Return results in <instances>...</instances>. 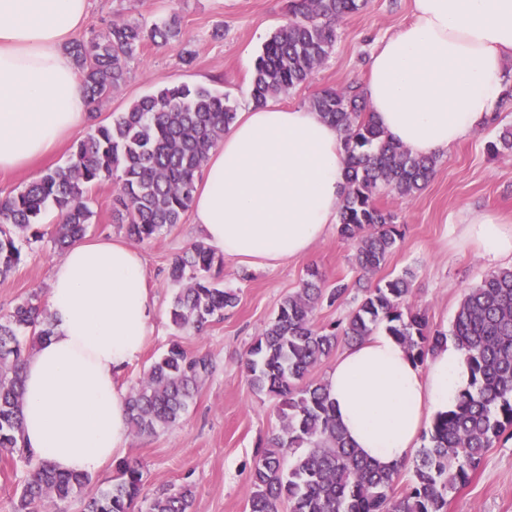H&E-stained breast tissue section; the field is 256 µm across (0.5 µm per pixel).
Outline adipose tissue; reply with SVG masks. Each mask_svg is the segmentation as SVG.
<instances>
[{
	"mask_svg": "<svg viewBox=\"0 0 512 512\" xmlns=\"http://www.w3.org/2000/svg\"><path fill=\"white\" fill-rule=\"evenodd\" d=\"M413 21L372 55L363 94L385 136L441 156L504 108L512 0H412ZM89 0H0V171L27 169L87 121L66 51ZM342 131L306 107L239 113L211 149L193 194L206 243L254 267L306 256L336 223L345 193ZM488 260L512 257V222L481 213L465 227ZM52 332L23 369V440L62 473L93 474L123 448L120 383L153 328L144 257L124 239L73 242L54 262ZM471 379L453 343L416 364L387 330L349 346L325 385L350 443L381 467L409 464L431 418Z\"/></svg>",
	"mask_w": 512,
	"mask_h": 512,
	"instance_id": "1",
	"label": "adipose tissue"
}]
</instances>
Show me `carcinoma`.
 <instances>
[{"label":"carcinoma","mask_w":512,"mask_h":512,"mask_svg":"<svg viewBox=\"0 0 512 512\" xmlns=\"http://www.w3.org/2000/svg\"><path fill=\"white\" fill-rule=\"evenodd\" d=\"M366 0H288L287 18L264 44L251 80L258 106L306 83L336 44V24L361 10ZM177 16L150 25L112 22L105 35L75 38L70 46L90 108L126 78L128 63L146 46L179 40ZM308 108L344 133L346 192L337 234L355 250L353 267L361 292L341 320L318 324L315 311L343 302L349 284L329 287L311 269L247 351L251 387L276 401L281 421L262 444L250 474L249 512H448V494L469 483L489 448L512 436V268L484 275L468 289L447 331L430 325L426 310L412 301V274L364 286L380 269L402 233L397 214L381 207V195L413 198L431 181L436 159L411 153L384 137L357 85L325 88ZM237 118L230 98L203 86L172 84L147 94L121 112L91 125L64 167L45 172L16 195L0 201V277L23 261V246L41 241L43 214L62 217L53 243L63 252L85 236L93 216L89 190L112 180L114 218L139 244L181 222L190 209L195 180L209 151ZM224 255L200 241L172 258L168 280L178 286L172 324L202 331L239 303L214 272ZM385 328L419 364L452 340L468 361L471 387L455 410L436 417L429 446L419 450L412 474L397 486L399 471H386L361 456L336 423L325 384L312 371L341 344L351 346ZM51 333L48 310L31 292L0 318V461H20L27 471L16 490L15 512H192L188 487L143 492V475L126 461L111 479L92 486L84 474L60 473L23 445L22 364L37 342ZM207 353L190 352L173 339L128 397L131 429L154 434L187 411L199 386L213 373Z\"/></svg>","instance_id":"obj_1"}]
</instances>
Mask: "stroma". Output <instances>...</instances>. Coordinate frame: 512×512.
<instances>
[{"instance_id":"1","label":"stroma","mask_w":512,"mask_h":512,"mask_svg":"<svg viewBox=\"0 0 512 512\" xmlns=\"http://www.w3.org/2000/svg\"><path fill=\"white\" fill-rule=\"evenodd\" d=\"M287 5L288 0H90L81 28L85 37L104 33L116 17L151 23L174 14L181 28L179 42L147 46L130 60L125 82L101 104L97 118L123 111L142 96L173 83L207 87L228 95L238 111L247 110L253 104L255 60L283 23ZM411 19V0H368L362 11L337 25L333 53L307 84L282 98V105L304 107L322 89L360 84L371 54ZM187 49L195 55L189 65L182 60ZM505 126L512 127V110L500 112L497 123L439 157L433 179L417 196L381 198L397 214L403 236L374 277L390 279L412 271L413 302L426 309L432 325L445 330L468 288L492 267H512V258L488 265L477 247L463 239L470 214L512 215V154L491 149ZM116 190L109 180L93 187L89 237L120 236L112 216ZM200 238L188 213L180 224L141 243L157 310L143 354L127 367L120 383L128 390L137 386L174 338L189 351L209 353L215 370L176 424L149 436L130 435L118 456L138 465L147 492L188 485L194 491L193 512H246L258 443L278 430L279 420L273 400L251 388L244 355L280 302L300 287L309 267L318 268L327 284L355 283L354 250L332 229L308 257L274 268L225 259L219 279L224 287L237 291L238 305L202 333L180 332L170 321L177 288L168 281L166 269L174 255ZM58 258L47 239L26 249L19 267L0 278V315L32 291L47 293L51 266ZM448 512H512V439L495 443L470 482L449 493Z\"/></svg>"}]
</instances>
